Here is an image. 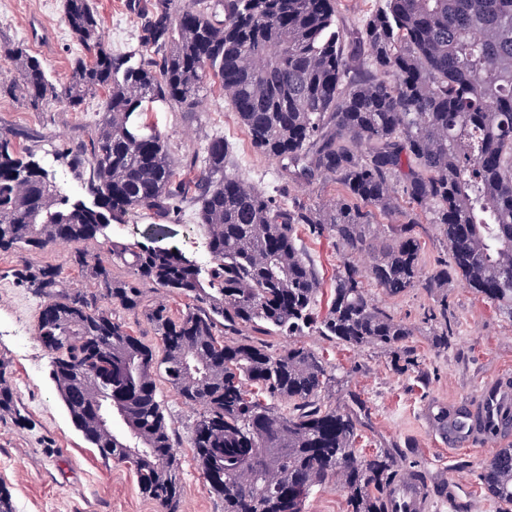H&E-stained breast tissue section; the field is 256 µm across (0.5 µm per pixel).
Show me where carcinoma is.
Segmentation results:
<instances>
[{
  "label": "carcinoma",
  "mask_w": 512,
  "mask_h": 512,
  "mask_svg": "<svg viewBox=\"0 0 512 512\" xmlns=\"http://www.w3.org/2000/svg\"><path fill=\"white\" fill-rule=\"evenodd\" d=\"M137 12L141 50L118 55L101 39L91 0H65L84 56L63 86L22 44L0 41L16 72L10 87L31 109L60 102L77 111L103 95L88 139L56 154L88 201L17 142L26 133L0 132V252L101 237L110 256L106 265L83 248L71 253L89 289L63 287L53 265L13 270L43 299L37 335L72 423L101 459L133 465L161 512H178L181 439L161 378L197 409L189 447L224 512H304L313 490L334 481L350 512H393L387 493L400 476L390 455H357V416L322 403L332 369L297 337L311 331L394 353L413 332L371 299L366 278L396 296L442 288L450 269L512 318V0H382L349 41L335 0H158ZM212 90L289 177L339 184L336 204H279L227 172L219 135L179 175L168 138L146 114L155 104L190 109ZM190 200L205 266L161 244L160 231L138 245L106 233L133 214L175 222ZM396 210L404 221L383 258L368 275L345 261L320 308L298 226L336 237L353 256L370 249L377 215ZM424 217L442 229L451 258L425 279ZM117 268L127 276L115 277ZM147 288L184 298L185 310L145 303ZM128 314L153 327L159 346L134 335ZM243 327L288 342L274 349L240 336ZM0 412L25 420L1 371ZM481 477L509 512L512 448L499 449Z\"/></svg>",
  "instance_id": "obj_1"
}]
</instances>
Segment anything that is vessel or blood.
<instances>
[{
	"label": "vessel or blood",
	"mask_w": 512,
	"mask_h": 512,
	"mask_svg": "<svg viewBox=\"0 0 512 512\" xmlns=\"http://www.w3.org/2000/svg\"><path fill=\"white\" fill-rule=\"evenodd\" d=\"M441 428L452 447L477 439H512V379L497 378L481 386L463 405L449 410ZM392 498L395 512H428L432 494L409 480L396 487Z\"/></svg>",
	"instance_id": "1"
}]
</instances>
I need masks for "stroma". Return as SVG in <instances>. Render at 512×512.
<instances>
[{"label": "stroma", "mask_w": 512, "mask_h": 512, "mask_svg": "<svg viewBox=\"0 0 512 512\" xmlns=\"http://www.w3.org/2000/svg\"><path fill=\"white\" fill-rule=\"evenodd\" d=\"M92 3L106 45L119 52L136 49L139 24L132 0ZM0 39L24 44L46 62L50 79L58 84L67 82L82 55L65 22L64 0H0ZM100 102V97L91 96L76 112L56 102L35 112L16 94L0 92V128L29 129L51 160L87 138ZM157 118L178 159L196 150L204 136L223 135L231 173L280 202L298 196L321 207L340 192L332 181L309 188L288 181L279 162L251 147L246 130L219 93H208L189 112L161 108ZM161 226L165 243L190 257H202L205 241L194 209H187L180 222ZM298 237L323 290H331L344 261L335 238L314 237L304 229ZM73 250L72 244L60 242L42 251L0 253V367L28 419L20 426L11 415L0 413V485L9 489L14 512H160L141 493L131 464L104 462L74 427L53 381L51 358L37 338L42 300L12 275L24 263L50 264L61 269L65 287H86V280L69 263ZM370 293L413 334L396 354L377 347L353 348L314 333L303 336V344L322 356L336 377L322 402L341 410L351 409L353 397L365 402L356 439L359 455L388 450L398 469L446 478L455 494L435 499L430 512H499L480 476L498 442L445 446L425 414L437 404L458 405L488 378L512 371V318L457 278L432 292L415 287L389 296L374 287ZM443 307L448 310L451 337L447 348L439 349L432 343L438 323L430 314ZM176 457L183 483L181 512H222L191 449L178 448Z\"/></svg>", "instance_id": "stroma-1"}]
</instances>
